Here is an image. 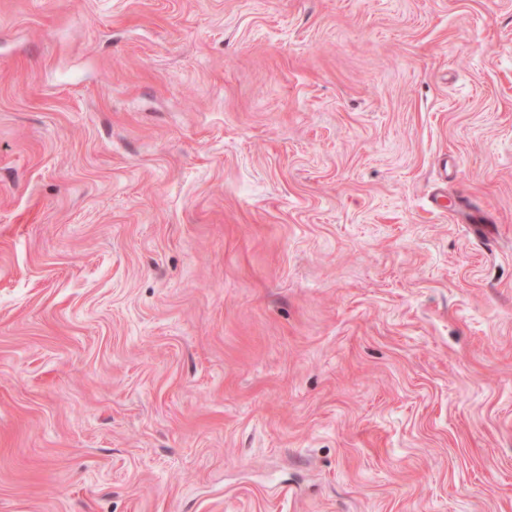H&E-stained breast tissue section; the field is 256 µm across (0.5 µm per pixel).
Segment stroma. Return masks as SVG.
Here are the masks:
<instances>
[{"label":"stroma","instance_id":"stroma-1","mask_svg":"<svg viewBox=\"0 0 512 512\" xmlns=\"http://www.w3.org/2000/svg\"><path fill=\"white\" fill-rule=\"evenodd\" d=\"M0 512H512V0H0Z\"/></svg>","mask_w":512,"mask_h":512}]
</instances>
